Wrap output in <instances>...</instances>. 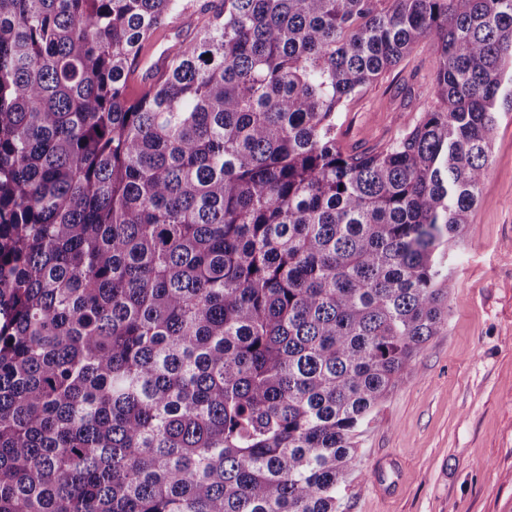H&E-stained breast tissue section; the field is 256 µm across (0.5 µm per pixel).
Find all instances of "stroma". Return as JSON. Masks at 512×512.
<instances>
[{"mask_svg":"<svg viewBox=\"0 0 512 512\" xmlns=\"http://www.w3.org/2000/svg\"><path fill=\"white\" fill-rule=\"evenodd\" d=\"M159 29L130 89L191 39L209 0ZM436 52L420 41L344 112L347 151L382 148L415 123ZM448 321L412 362L361 437L338 512H512V118L496 131L482 197L448 257Z\"/></svg>","mask_w":512,"mask_h":512,"instance_id":"stroma-1","label":"stroma"}]
</instances>
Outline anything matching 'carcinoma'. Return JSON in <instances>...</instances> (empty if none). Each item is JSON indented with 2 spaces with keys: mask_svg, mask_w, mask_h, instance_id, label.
Wrapping results in <instances>:
<instances>
[{
  "mask_svg": "<svg viewBox=\"0 0 512 512\" xmlns=\"http://www.w3.org/2000/svg\"><path fill=\"white\" fill-rule=\"evenodd\" d=\"M0 0V512H337L447 323L512 0ZM434 100L345 152L422 39ZM213 0H185L191 7L175 17L169 24L159 29L145 47L138 69L130 77V89L136 94L142 87V81L150 68L164 64L162 54L177 42L191 39L205 19L203 10Z\"/></svg>",
  "mask_w": 512,
  "mask_h": 512,
  "instance_id": "obj_1",
  "label": "carcinoma"
}]
</instances>
